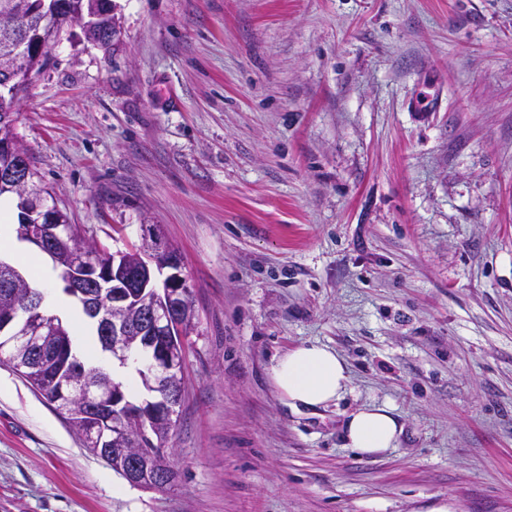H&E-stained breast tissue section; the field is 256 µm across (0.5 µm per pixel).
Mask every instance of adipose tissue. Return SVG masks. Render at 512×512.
Segmentation results:
<instances>
[{
    "instance_id": "adipose-tissue-1",
    "label": "adipose tissue",
    "mask_w": 512,
    "mask_h": 512,
    "mask_svg": "<svg viewBox=\"0 0 512 512\" xmlns=\"http://www.w3.org/2000/svg\"><path fill=\"white\" fill-rule=\"evenodd\" d=\"M14 215L0 203V254L8 253L33 269V284L42 291L53 287L54 271L23 251L13 230ZM271 382L289 406L318 409L342 398L351 384L344 358L333 348L316 343L298 345L278 357L270 371ZM402 432L392 408L363 405L345 420L348 448L367 456L395 448Z\"/></svg>"
}]
</instances>
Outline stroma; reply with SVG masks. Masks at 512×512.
<instances>
[{
	"label": "stroma",
	"instance_id": "stroma-1",
	"mask_svg": "<svg viewBox=\"0 0 512 512\" xmlns=\"http://www.w3.org/2000/svg\"><path fill=\"white\" fill-rule=\"evenodd\" d=\"M113 6L17 131L86 239L182 254L177 476L130 484L0 363V512H512V0ZM307 342L351 386L295 412L270 369ZM365 404L402 426L385 454L345 446Z\"/></svg>",
	"mask_w": 512,
	"mask_h": 512
}]
</instances>
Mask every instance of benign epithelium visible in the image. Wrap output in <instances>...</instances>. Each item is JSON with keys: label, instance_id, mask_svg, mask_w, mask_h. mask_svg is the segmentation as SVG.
<instances>
[{"label": "benign epithelium", "instance_id": "benign-epithelium-1", "mask_svg": "<svg viewBox=\"0 0 512 512\" xmlns=\"http://www.w3.org/2000/svg\"><path fill=\"white\" fill-rule=\"evenodd\" d=\"M74 27L89 42L100 44L95 21L78 16L64 22L54 10L47 12L35 38L50 46L62 30ZM16 102L10 81L1 83L0 154L14 163L0 168V190H9L24 202L28 219L21 224L20 239L55 261L65 255L60 277L95 316L112 359L125 364L134 344L150 351L143 373L150 398L140 402L129 400L123 386L101 371L86 370L68 348L53 347L60 371L51 386L58 400L81 418L80 437L93 442L113 469L133 485L165 487L173 481L175 469L161 443L168 440L181 404L185 345L196 327L182 257L172 251L158 226L149 224L139 247L116 250L107 263L91 261L72 246L68 225L58 220L62 209L55 208L43 220L42 196L27 191L28 169L15 138ZM0 273L3 287L16 294L25 290V278L11 264L0 260ZM41 304L38 296L22 309L15 305L0 313V339L20 368L39 361L60 330L55 318L41 311Z\"/></svg>", "mask_w": 512, "mask_h": 512}]
</instances>
